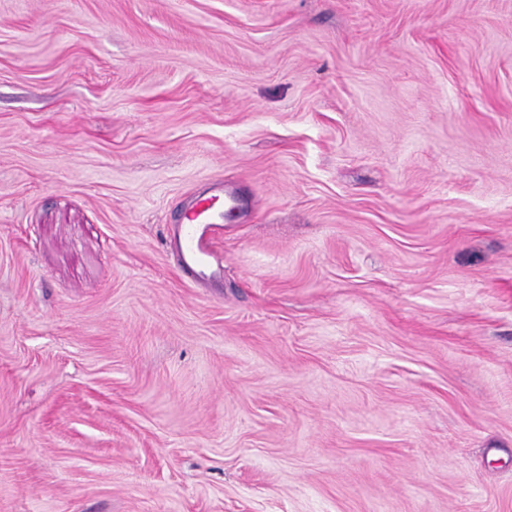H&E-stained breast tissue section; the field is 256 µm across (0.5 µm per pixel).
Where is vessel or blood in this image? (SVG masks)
<instances>
[{"label": "vessel or blood", "mask_w": 512, "mask_h": 512, "mask_svg": "<svg viewBox=\"0 0 512 512\" xmlns=\"http://www.w3.org/2000/svg\"><path fill=\"white\" fill-rule=\"evenodd\" d=\"M242 201L232 186L221 182L194 195L178 224L167 233L166 248L182 276L198 285H216L224 278V263L216 246L224 238L226 212Z\"/></svg>", "instance_id": "vessel-or-blood-1"}]
</instances>
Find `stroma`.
Instances as JSON below:
<instances>
[{
	"instance_id": "stroma-1",
	"label": "stroma",
	"mask_w": 512,
	"mask_h": 512,
	"mask_svg": "<svg viewBox=\"0 0 512 512\" xmlns=\"http://www.w3.org/2000/svg\"><path fill=\"white\" fill-rule=\"evenodd\" d=\"M0 512H512V0H0ZM242 206L232 186L216 182L194 195L182 211L179 224H171L166 249L188 281L216 285L224 279V263L216 245L224 238L226 211Z\"/></svg>"
}]
</instances>
